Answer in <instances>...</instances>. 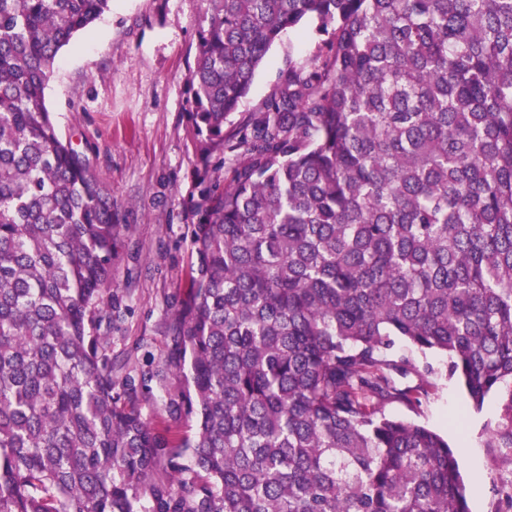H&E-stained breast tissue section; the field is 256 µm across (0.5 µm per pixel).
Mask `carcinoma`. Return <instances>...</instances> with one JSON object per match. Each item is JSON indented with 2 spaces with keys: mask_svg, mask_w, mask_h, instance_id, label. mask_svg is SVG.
<instances>
[{
  "mask_svg": "<svg viewBox=\"0 0 512 512\" xmlns=\"http://www.w3.org/2000/svg\"><path fill=\"white\" fill-rule=\"evenodd\" d=\"M111 0H0V512H470L456 452L386 413L448 357L512 388V0H203L205 162L166 349L114 353L112 190L45 89ZM289 61L234 134L267 53ZM161 398L178 437L144 414ZM512 448L505 423L487 440ZM317 43L315 23L305 22L298 28L287 32L268 53L264 64L258 69L251 90L236 112L224 123V132L235 129L271 95L281 75L288 70V53L294 60L308 56Z\"/></svg>",
  "mask_w": 512,
  "mask_h": 512,
  "instance_id": "cac0c4a2",
  "label": "carcinoma"
}]
</instances>
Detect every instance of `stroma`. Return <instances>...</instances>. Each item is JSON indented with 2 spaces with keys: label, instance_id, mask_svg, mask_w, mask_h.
I'll return each mask as SVG.
<instances>
[{
  "label": "stroma",
  "instance_id": "stroma-1",
  "mask_svg": "<svg viewBox=\"0 0 512 512\" xmlns=\"http://www.w3.org/2000/svg\"><path fill=\"white\" fill-rule=\"evenodd\" d=\"M202 0H112L109 10L59 54L45 99L58 130L110 187L116 223L124 234L112 265L122 312L112 319L115 352L134 358L164 349L173 296L184 293L192 261V195L202 170L187 78L199 51ZM315 25L287 32L258 69L251 90L224 123L233 130L271 95L289 59L314 51ZM394 354L431 363L436 375L420 381L395 375L399 388L424 387L417 408L392 401L388 414L436 430L458 450L461 474L472 489L470 512H496L498 489L512 482V453L490 448L512 391L490 394L470 409L462 387L442 370L438 353L421 355L397 342ZM462 416L454 426V416Z\"/></svg>",
  "mask_w": 512,
  "mask_h": 512
}]
</instances>
